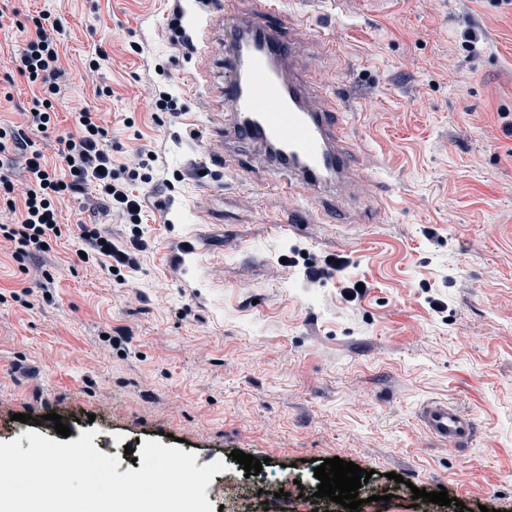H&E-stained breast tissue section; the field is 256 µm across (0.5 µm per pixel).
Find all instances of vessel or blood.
<instances>
[{
    "instance_id": "vessel-or-blood-1",
    "label": "vessel or blood",
    "mask_w": 512,
    "mask_h": 512,
    "mask_svg": "<svg viewBox=\"0 0 512 512\" xmlns=\"http://www.w3.org/2000/svg\"><path fill=\"white\" fill-rule=\"evenodd\" d=\"M281 0H251L225 57V110L230 125L212 127L218 139L271 147L270 167L287 171L308 194L341 192L353 178L347 164V127L341 112L323 104V84L302 81L291 63L297 39L287 33ZM424 432L437 442L468 450L476 434L472 416L445 400L418 409Z\"/></svg>"
}]
</instances>
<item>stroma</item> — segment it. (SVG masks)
<instances>
[{"mask_svg":"<svg viewBox=\"0 0 512 512\" xmlns=\"http://www.w3.org/2000/svg\"><path fill=\"white\" fill-rule=\"evenodd\" d=\"M172 7L9 0L0 19V127L32 104L14 60L44 13L62 60L109 54L92 78L61 79L57 129L40 138L49 162L61 165L57 136L86 107L116 164L140 141L158 155L139 189L146 248L124 282L76 261L78 222L129 236L103 198L62 203L65 229L28 273L0 249V442L92 429L121 474L140 470L144 441L177 445L199 467L223 460L206 489L222 512H264L274 492L278 512H330L314 470L334 456L372 473L359 496L376 502L360 512H512V0H283L287 19L308 20L299 70H317L347 109L361 180L338 199L341 222L258 149L208 138L247 0H185L187 33L213 16L188 57L163 38ZM325 31L335 52L320 47ZM155 87L185 112L153 110ZM297 251L319 279L281 266ZM334 255L348 265L326 267ZM356 281L363 293L346 300ZM431 399L476 417L467 453L420 427ZM235 449L263 460L259 475ZM415 487L460 504L414 503Z\"/></svg>","mask_w":512,"mask_h":512,"instance_id":"1","label":"stroma"}]
</instances>
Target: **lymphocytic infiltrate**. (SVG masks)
<instances>
[{
    "label": "lymphocytic infiltrate",
    "instance_id": "obj_1",
    "mask_svg": "<svg viewBox=\"0 0 512 512\" xmlns=\"http://www.w3.org/2000/svg\"><path fill=\"white\" fill-rule=\"evenodd\" d=\"M33 27L25 48L15 58L17 72L29 83L39 87L31 109L23 110L19 122L0 129V158L19 163L22 167L24 188L16 190L11 173L0 174V190L7 195V205L18 210L19 218L13 224H0V239L12 245V257L18 264L25 262L42 247L62 235L57 220L60 199L94 189L104 194L113 215L133 225L134 231L122 245L102 236L95 225L79 223L82 250L87 260L109 258L117 281H124L126 270L136 268V254L144 247L137 226L142 222L138 207L140 201L134 192L136 183L147 184L157 156L148 146L134 151V163L115 166L105 143L106 130L98 113L84 109L78 112V131L60 136L63 169L50 166L36 143L29 138V130L39 127L54 131L56 114L53 101L60 90L62 77L76 80L97 71L106 59L105 48H98L94 57L82 58L62 67L57 39L41 18H33Z\"/></svg>",
    "mask_w": 512,
    "mask_h": 512
}]
</instances>
